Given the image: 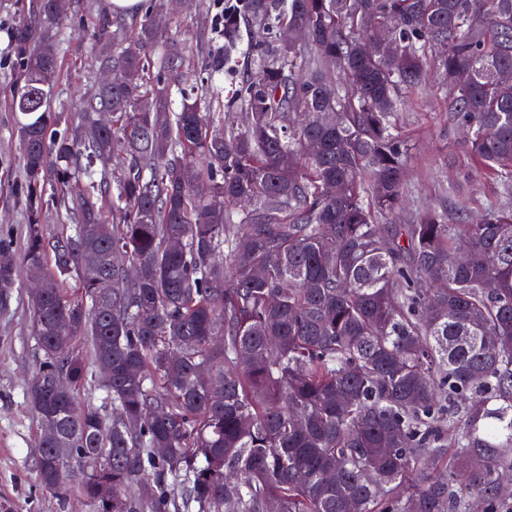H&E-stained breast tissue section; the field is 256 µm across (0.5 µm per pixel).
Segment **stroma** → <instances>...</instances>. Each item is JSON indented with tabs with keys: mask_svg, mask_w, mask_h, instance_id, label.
I'll return each instance as SVG.
<instances>
[{
	"mask_svg": "<svg viewBox=\"0 0 512 512\" xmlns=\"http://www.w3.org/2000/svg\"><path fill=\"white\" fill-rule=\"evenodd\" d=\"M224 0H185L167 14L174 38L186 43L190 57V79L206 99L228 103L249 79L253 65L255 27H244L239 52L232 69L208 78L201 68L204 59L222 51L220 10ZM36 0H0V237H10L16 253H23L25 226L29 222L23 189L27 174L20 163L15 116L10 104L18 76L13 29L19 16L31 13ZM139 11L125 13L124 25L109 0H70L66 20L59 32L61 70L53 106L64 111L78 96L90 94L97 82L92 46L98 25L112 19L111 34L130 33ZM399 124L410 145L405 180L409 205L419 211L447 208L450 216L480 212L495 196L491 181L472 177L457 192L458 175L467 165L465 139L448 112V88L438 77L428 87L408 97L399 114ZM40 352L32 338L25 277H18L7 303L0 304V512H96L77 489L61 496L42 488L36 479L39 455V424L27 398Z\"/></svg>",
	"mask_w": 512,
	"mask_h": 512,
	"instance_id": "obj_1",
	"label": "stroma"
}]
</instances>
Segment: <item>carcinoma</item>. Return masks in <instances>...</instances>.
<instances>
[{"mask_svg":"<svg viewBox=\"0 0 512 512\" xmlns=\"http://www.w3.org/2000/svg\"><path fill=\"white\" fill-rule=\"evenodd\" d=\"M158 11L122 42L101 29L95 66L121 80L71 116L44 83L60 70L54 0L15 23L12 107L33 180L23 272L49 285L30 307L39 420L37 387L61 384L39 485L64 494L78 475L100 512H512V82L497 79L512 71V0H224V52L206 73L233 59L242 25L261 31L239 124L184 91L185 46L153 27ZM373 19L397 56L358 51ZM286 25L308 39L285 44ZM434 65L499 201L464 224L437 208L389 224L407 197L403 94ZM73 178L86 180L75 198L51 193L73 224L50 269L46 190ZM111 252L139 278L107 266ZM16 277L0 239V299ZM85 345L112 365L103 409L77 401Z\"/></svg>","mask_w":512,"mask_h":512,"instance_id":"1","label":"carcinoma"}]
</instances>
